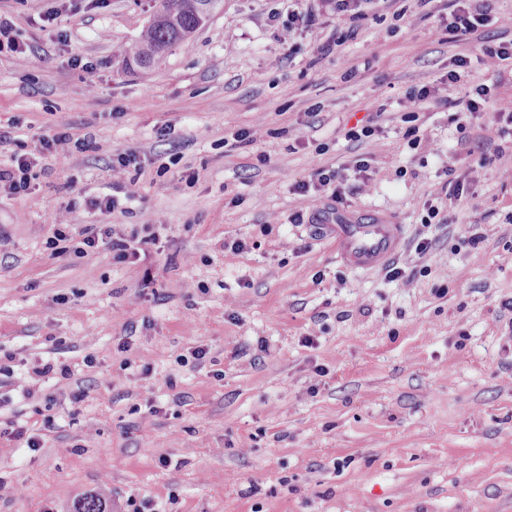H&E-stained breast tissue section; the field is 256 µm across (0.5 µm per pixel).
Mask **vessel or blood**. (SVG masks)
Here are the masks:
<instances>
[{
  "label": "vessel or blood",
  "instance_id": "b4317fda",
  "mask_svg": "<svg viewBox=\"0 0 512 512\" xmlns=\"http://www.w3.org/2000/svg\"><path fill=\"white\" fill-rule=\"evenodd\" d=\"M335 232L337 254L356 269L382 268L401 250L402 235L395 224H339Z\"/></svg>",
  "mask_w": 512,
  "mask_h": 512
}]
</instances>
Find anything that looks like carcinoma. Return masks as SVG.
I'll return each instance as SVG.
<instances>
[{"label":"carcinoma","mask_w":512,"mask_h":512,"mask_svg":"<svg viewBox=\"0 0 512 512\" xmlns=\"http://www.w3.org/2000/svg\"><path fill=\"white\" fill-rule=\"evenodd\" d=\"M224 0H161L160 8L142 30L139 39L119 52L122 64L151 67L166 52L206 25L205 18L220 12ZM74 512H107L99 496L81 501Z\"/></svg>","instance_id":"cac0c4a2"}]
</instances>
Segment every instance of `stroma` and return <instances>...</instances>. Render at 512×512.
I'll use <instances>...</instances> for the list:
<instances>
[{"mask_svg": "<svg viewBox=\"0 0 512 512\" xmlns=\"http://www.w3.org/2000/svg\"><path fill=\"white\" fill-rule=\"evenodd\" d=\"M152 7L0 0L31 51H0V163L34 164L26 194L0 193V512L96 493L111 512H512V171L467 154L511 151L512 126L450 106L482 85L512 97V71L474 58L447 82L448 0H373L343 23L323 0H224L125 72L117 49ZM425 85L436 98L405 104ZM64 131L93 148L55 158ZM120 153L136 161L116 177ZM320 168L342 169L343 195L297 191ZM107 195L119 206L95 209ZM431 201L447 223H427ZM312 205L402 225L401 278L291 223ZM87 224L142 242L139 260L85 246ZM47 362L74 378L29 380ZM17 422L39 448L7 439Z\"/></svg>", "mask_w": 512, "mask_h": 512, "instance_id": "35a3bbf8", "label": "stroma"}]
</instances>
